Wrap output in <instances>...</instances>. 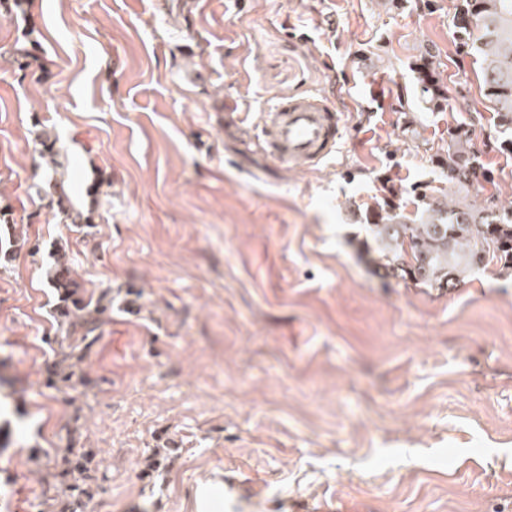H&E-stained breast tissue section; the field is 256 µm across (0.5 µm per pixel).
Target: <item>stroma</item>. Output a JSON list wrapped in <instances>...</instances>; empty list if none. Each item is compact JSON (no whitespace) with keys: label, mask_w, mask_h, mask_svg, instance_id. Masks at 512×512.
Listing matches in <instances>:
<instances>
[{"label":"stroma","mask_w":512,"mask_h":512,"mask_svg":"<svg viewBox=\"0 0 512 512\" xmlns=\"http://www.w3.org/2000/svg\"><path fill=\"white\" fill-rule=\"evenodd\" d=\"M185 2L0 0V512H57L42 477L70 432L110 512H512V273L448 293L357 252L353 213L386 187H447L428 150L459 122L495 178L470 202L512 203L491 112L419 100L425 41L449 97L480 98L451 0ZM282 94L341 116L313 169L248 132ZM42 132L85 223L43 194ZM61 246L112 295L74 391L49 382Z\"/></svg>","instance_id":"35a3bbf8"}]
</instances>
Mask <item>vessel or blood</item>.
<instances>
[{"label":"vessel or blood","instance_id":"obj_1","mask_svg":"<svg viewBox=\"0 0 512 512\" xmlns=\"http://www.w3.org/2000/svg\"><path fill=\"white\" fill-rule=\"evenodd\" d=\"M341 119L319 96L275 99L262 124L263 151L282 166H315L336 148Z\"/></svg>","mask_w":512,"mask_h":512}]
</instances>
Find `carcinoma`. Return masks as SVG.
Listing matches in <instances>:
<instances>
[{"instance_id": "1", "label": "carcinoma", "mask_w": 512, "mask_h": 512, "mask_svg": "<svg viewBox=\"0 0 512 512\" xmlns=\"http://www.w3.org/2000/svg\"><path fill=\"white\" fill-rule=\"evenodd\" d=\"M457 52L473 59L480 74V95L485 109L495 114L498 136L495 151L512 156V0H453ZM413 71L426 109L442 112L452 106L445 86L440 53L432 43L419 45ZM471 124L448 126V145L430 156V161L459 191L469 189L476 172L491 184L493 171L485 167L474 149ZM68 174L59 173L48 185L47 194L57 198L60 220L79 216L68 202ZM401 192L391 187L381 200L357 215L365 236L359 240L372 273L381 278L411 281L437 290H455L472 273L491 262L512 271V206L494 202L476 207L466 199L448 198L442 191L420 192L413 216L403 213ZM58 296L57 313L62 336L56 340V364L51 384L73 388L87 382L83 362L86 340L109 316L106 296L97 301L85 297L65 252L58 253L49 271ZM55 484L69 491L71 500L61 512H74L91 490V453L77 447L72 436Z\"/></svg>"}]
</instances>
